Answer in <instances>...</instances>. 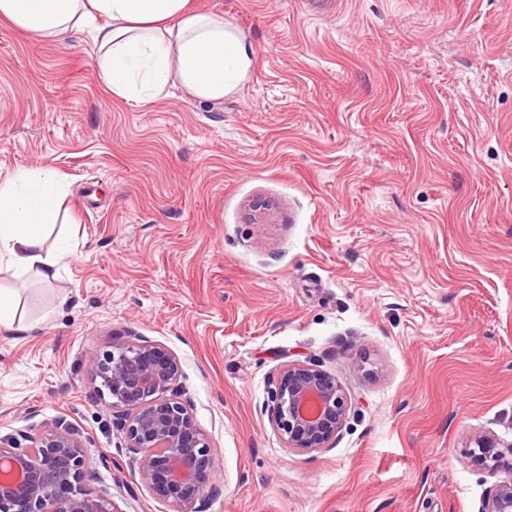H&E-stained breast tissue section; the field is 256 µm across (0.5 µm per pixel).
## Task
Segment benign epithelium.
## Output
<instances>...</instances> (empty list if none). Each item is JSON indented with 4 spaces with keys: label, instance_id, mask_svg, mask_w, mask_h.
Returning a JSON list of instances; mask_svg holds the SVG:
<instances>
[{
    "label": "benign epithelium",
    "instance_id": "benign-epithelium-1",
    "mask_svg": "<svg viewBox=\"0 0 512 512\" xmlns=\"http://www.w3.org/2000/svg\"><path fill=\"white\" fill-rule=\"evenodd\" d=\"M96 392L110 399L124 431L129 466L169 512H204L223 494L205 432L174 394L180 367L164 347L138 336L112 337L111 349L88 359ZM274 423L287 447L326 448L346 414L336 377L315 364L290 362L271 394ZM32 446L0 444V512H123L108 489L84 485L90 450L68 426H29ZM476 461L497 467L502 453L488 435L475 438ZM478 512H512V479L497 483Z\"/></svg>",
    "mask_w": 512,
    "mask_h": 512
}]
</instances>
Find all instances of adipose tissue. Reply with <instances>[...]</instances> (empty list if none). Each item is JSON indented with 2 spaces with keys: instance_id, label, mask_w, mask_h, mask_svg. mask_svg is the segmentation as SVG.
I'll use <instances>...</instances> for the list:
<instances>
[{
  "instance_id": "ef3b65f1",
  "label": "adipose tissue",
  "mask_w": 512,
  "mask_h": 512,
  "mask_svg": "<svg viewBox=\"0 0 512 512\" xmlns=\"http://www.w3.org/2000/svg\"><path fill=\"white\" fill-rule=\"evenodd\" d=\"M102 15L94 43L102 77L116 96L153 97L177 81L194 98L219 102L246 77L251 60L240 33L191 0H0V17L39 39H53ZM67 184L49 170L0 178V265L50 281L73 257L68 243L46 247L56 201Z\"/></svg>"
}]
</instances>
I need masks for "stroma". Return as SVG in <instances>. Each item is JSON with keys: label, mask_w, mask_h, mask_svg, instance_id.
I'll return each instance as SVG.
<instances>
[{"label": "stroma", "mask_w": 512, "mask_h": 512, "mask_svg": "<svg viewBox=\"0 0 512 512\" xmlns=\"http://www.w3.org/2000/svg\"><path fill=\"white\" fill-rule=\"evenodd\" d=\"M253 51L220 102L122 99L92 26L0 19V173L69 184L76 246L0 328V441L66 423L85 484L167 512L128 466L86 358L129 330L173 353L224 484L205 512H478L512 477V0H192ZM291 361L341 383L331 447L296 452L270 392ZM475 445L480 451L479 454L474 453L475 460L487 465L488 462H492V468H496L498 466V463L503 456L502 452H494L495 448H507V452L512 456V442L503 446H498L499 443L490 436L479 435L475 438Z\"/></svg>", "instance_id": "obj_1"}]
</instances>
